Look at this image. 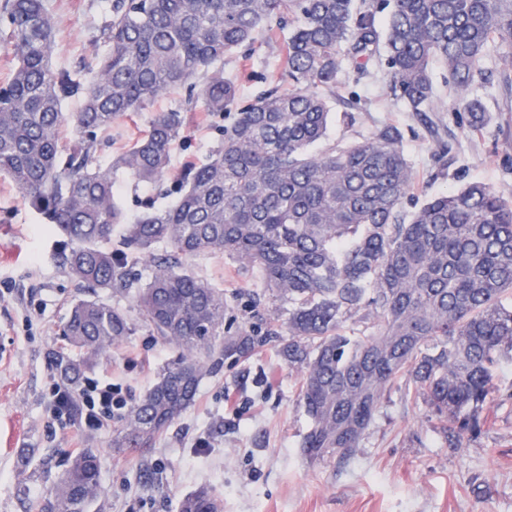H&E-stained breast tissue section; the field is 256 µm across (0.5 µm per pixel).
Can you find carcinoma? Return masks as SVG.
<instances>
[{"instance_id": "obj_1", "label": "carcinoma", "mask_w": 512, "mask_h": 512, "mask_svg": "<svg viewBox=\"0 0 512 512\" xmlns=\"http://www.w3.org/2000/svg\"><path fill=\"white\" fill-rule=\"evenodd\" d=\"M112 0L97 74L79 82L53 67L56 20L46 0H4L0 43L15 66L0 87V174L67 239L59 261L87 288L138 287L141 322L179 355L131 408L115 448H148L194 401L201 378L266 345L302 373L299 399L311 425L301 443L311 461L351 458L386 394L405 384L454 447L480 430L483 408L502 395L496 379L512 360V204L469 182L401 214L415 175L400 135L380 128L360 142L327 145L331 105L323 89L346 66L363 72L384 46L390 87L413 112L433 97L430 63L453 77L460 125L490 122L469 96L496 40L512 42V0ZM300 16L285 47L281 78L293 90L260 93L230 113L217 150L184 174L175 202L131 222L118 174L152 185L165 176L185 136V109L153 114L148 130L102 162L99 137L157 95L188 88V104L220 114L236 89L219 64L261 28ZM205 75L203 83L190 80ZM80 99L77 112L62 100ZM74 131L58 151L64 124ZM121 227L131 255L97 247ZM221 251L255 268L262 294L288 303L284 324L224 325V290L193 276L182 260ZM151 266L139 278L129 262ZM365 330L347 334L349 322ZM133 323L93 297L71 307L68 346L97 359ZM99 454L70 457L47 500L30 512H90L99 498ZM179 512H224L203 486Z\"/></svg>"}]
</instances>
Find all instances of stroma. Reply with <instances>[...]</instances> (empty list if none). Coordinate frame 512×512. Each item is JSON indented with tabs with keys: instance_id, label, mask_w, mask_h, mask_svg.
Masks as SVG:
<instances>
[{
	"instance_id": "stroma-1",
	"label": "stroma",
	"mask_w": 512,
	"mask_h": 512,
	"mask_svg": "<svg viewBox=\"0 0 512 512\" xmlns=\"http://www.w3.org/2000/svg\"><path fill=\"white\" fill-rule=\"evenodd\" d=\"M111 0H48L56 16L51 48L55 68L86 78L97 70ZM287 28L259 31L251 46L224 59L238 103L270 88L283 68ZM512 44L492 43L482 62L484 80L471 89L491 116L479 132L463 131L453 111L448 73L433 64L435 96L413 112L387 88L385 56L364 74L349 70L328 90L333 121L329 140L347 144L391 127L415 172L403 207L414 211L434 194L480 180L512 201ZM184 90L156 97L141 112L114 123L98 146L108 160L147 130L155 112L185 106ZM220 114L192 111L175 145L166 177L152 186L123 179L120 202L129 217L145 205L173 199L186 165L204 163L220 144ZM60 238L0 175V512H28L46 499L67 465L85 448L101 456L102 493L91 512H178L182 497L200 486L224 501V512H512V400L484 407L481 431L463 447H448L424 404L392 389L369 435L347 463L311 464L300 455L310 421L298 401L300 372L273 347L250 359L225 362L203 376L194 402L151 447H113L124 424L117 416L97 429L52 417L49 392L61 379V359L78 358L61 336L71 307L88 298L58 261ZM187 269L224 291L227 319L257 330L286 321L288 306L256 302L255 274L222 252L194 256ZM98 299L127 314L131 336L84 369L83 378L112 380L135 404L177 354L139 321L134 291L101 290Z\"/></svg>"
}]
</instances>
